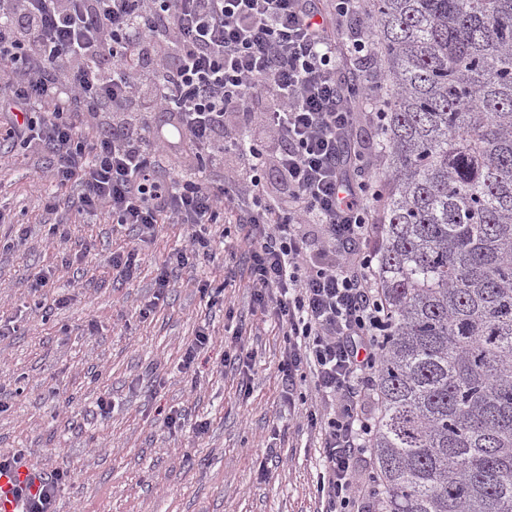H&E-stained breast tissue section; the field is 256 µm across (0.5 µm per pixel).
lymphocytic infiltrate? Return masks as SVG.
Returning <instances> with one entry per match:
<instances>
[{
	"mask_svg": "<svg viewBox=\"0 0 512 512\" xmlns=\"http://www.w3.org/2000/svg\"><path fill=\"white\" fill-rule=\"evenodd\" d=\"M312 2L0 0V109L7 136L38 143L81 211L105 210L141 239L188 225L175 266L208 259L225 225L244 226L254 298L286 336L285 399L295 404L308 380L329 406L311 417L322 512H373L371 379L388 328L368 220L375 159L349 142L383 108L354 101L340 78L350 61L361 83L375 79L366 36L345 27L363 0H332L329 17ZM38 103L51 111L33 115ZM159 113L169 137L153 132ZM259 114L266 137L246 141L240 130ZM84 122L103 127L96 142ZM174 138L185 156L171 154ZM228 156L238 169L225 170Z\"/></svg>",
	"mask_w": 512,
	"mask_h": 512,
	"instance_id": "1",
	"label": "lymphocytic infiltrate"
}]
</instances>
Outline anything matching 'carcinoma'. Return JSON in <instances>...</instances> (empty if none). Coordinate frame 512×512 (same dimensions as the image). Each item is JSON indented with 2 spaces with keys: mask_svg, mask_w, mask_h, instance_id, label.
I'll return each mask as SVG.
<instances>
[{
  "mask_svg": "<svg viewBox=\"0 0 512 512\" xmlns=\"http://www.w3.org/2000/svg\"><path fill=\"white\" fill-rule=\"evenodd\" d=\"M387 83L384 512H512V0H366Z\"/></svg>",
  "mask_w": 512,
  "mask_h": 512,
  "instance_id": "carcinoma-1",
  "label": "carcinoma"
}]
</instances>
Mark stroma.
<instances>
[{
    "label": "stroma",
    "instance_id": "1",
    "mask_svg": "<svg viewBox=\"0 0 512 512\" xmlns=\"http://www.w3.org/2000/svg\"><path fill=\"white\" fill-rule=\"evenodd\" d=\"M11 147L23 160L0 165V323L12 330L0 338V454L66 472L56 512H321L308 415L322 404L307 384L305 402L283 399L284 337L254 303L236 253L242 227L228 225L215 259L177 270L175 288L156 299V276L186 244L187 225H158L133 244L107 214L78 212L76 193L59 195L38 148ZM65 214L67 235L52 236ZM132 246L137 276L115 284L108 259ZM48 270L56 281L34 295L30 279ZM202 328L216 342L185 373ZM241 348L254 355L249 371L221 366ZM102 396L110 413L97 408ZM173 410L184 417L174 434L164 425Z\"/></svg>",
    "mask_w": 512,
    "mask_h": 512
}]
</instances>
